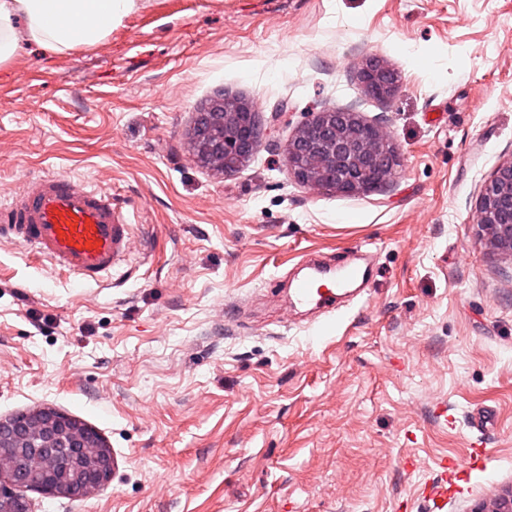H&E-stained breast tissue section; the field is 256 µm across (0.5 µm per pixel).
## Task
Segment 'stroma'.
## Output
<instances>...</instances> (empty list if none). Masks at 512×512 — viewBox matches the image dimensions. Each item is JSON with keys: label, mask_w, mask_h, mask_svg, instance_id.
I'll return each instance as SVG.
<instances>
[{"label": "stroma", "mask_w": 512, "mask_h": 512, "mask_svg": "<svg viewBox=\"0 0 512 512\" xmlns=\"http://www.w3.org/2000/svg\"><path fill=\"white\" fill-rule=\"evenodd\" d=\"M369 55L393 98L360 82ZM220 95L262 131L223 175L186 140ZM327 107L389 133L392 178L295 180L288 143ZM511 159L512 0H140L105 37L24 46L0 66V192L65 174L138 210L129 274L90 288L0 243V418L59 409L114 458L34 512H423L417 482L466 455L477 410L491 458L446 512L512 484V256L476 222ZM362 244L367 302L296 325L280 279ZM367 93L388 99L398 90V75L374 58L366 59L358 72Z\"/></svg>", "instance_id": "1"}]
</instances>
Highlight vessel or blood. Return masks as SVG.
Masks as SVG:
<instances>
[{
	"label": "vessel or blood",
	"instance_id": "vessel-or-blood-1",
	"mask_svg": "<svg viewBox=\"0 0 512 512\" xmlns=\"http://www.w3.org/2000/svg\"><path fill=\"white\" fill-rule=\"evenodd\" d=\"M134 220V213L110 191L61 175L27 180L19 192L0 198V241L47 260L80 286L111 279L128 253ZM302 268L288 291V302L307 309L316 321L335 319L343 307L363 299L377 273L371 251L363 246L337 259H309ZM488 456L484 442L477 440L465 457L440 458L439 481L418 486L430 512H443L449 497L485 467Z\"/></svg>",
	"mask_w": 512,
	"mask_h": 512
}]
</instances>
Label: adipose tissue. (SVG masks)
I'll return each instance as SVG.
<instances>
[{"label":"adipose tissue","mask_w":512,"mask_h":512,"mask_svg":"<svg viewBox=\"0 0 512 512\" xmlns=\"http://www.w3.org/2000/svg\"><path fill=\"white\" fill-rule=\"evenodd\" d=\"M139 0H0V65L24 42L70 50L108 35Z\"/></svg>","instance_id":"1"}]
</instances>
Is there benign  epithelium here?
<instances>
[{
  "instance_id": "1",
  "label": "benign epithelium",
  "mask_w": 512,
  "mask_h": 512,
  "mask_svg": "<svg viewBox=\"0 0 512 512\" xmlns=\"http://www.w3.org/2000/svg\"><path fill=\"white\" fill-rule=\"evenodd\" d=\"M367 93L388 99L398 90V75L374 58L358 72ZM224 124L236 127V136L224 139V172L251 158L259 144L256 111L237 98L219 99ZM288 163L294 177L310 189L359 193L373 181L359 174L361 166L387 175L399 165L398 151L379 125L364 122L353 110L325 108L301 123L288 143ZM476 223L491 234L494 246L512 256V160L499 165L485 181L476 211Z\"/></svg>"
}]
</instances>
